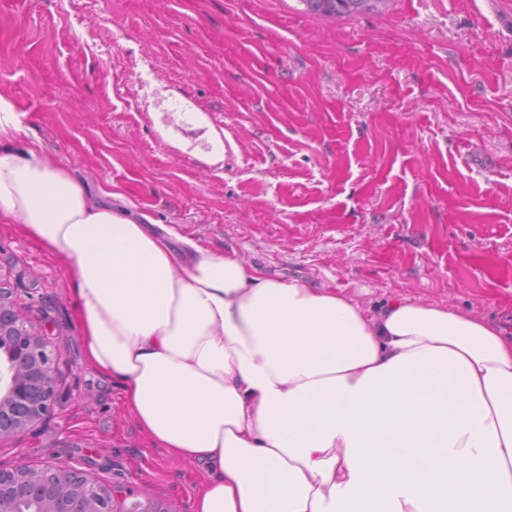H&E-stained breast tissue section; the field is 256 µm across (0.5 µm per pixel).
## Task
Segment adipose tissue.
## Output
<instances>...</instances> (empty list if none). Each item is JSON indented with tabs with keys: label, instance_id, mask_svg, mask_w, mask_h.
<instances>
[{
	"label": "adipose tissue",
	"instance_id": "ef3b65f1",
	"mask_svg": "<svg viewBox=\"0 0 512 512\" xmlns=\"http://www.w3.org/2000/svg\"><path fill=\"white\" fill-rule=\"evenodd\" d=\"M24 131L0 96V219L69 267L84 360L144 436L207 471L194 512H512V337L215 253Z\"/></svg>",
	"mask_w": 512,
	"mask_h": 512
}]
</instances>
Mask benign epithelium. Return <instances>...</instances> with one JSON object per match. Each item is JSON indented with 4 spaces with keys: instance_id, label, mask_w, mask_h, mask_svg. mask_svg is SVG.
<instances>
[{
    "instance_id": "7a95c632",
    "label": "benign epithelium",
    "mask_w": 512,
    "mask_h": 512,
    "mask_svg": "<svg viewBox=\"0 0 512 512\" xmlns=\"http://www.w3.org/2000/svg\"><path fill=\"white\" fill-rule=\"evenodd\" d=\"M57 359L17 291L0 283V444L56 415ZM115 494L108 484L50 462L0 468V512H114Z\"/></svg>"
}]
</instances>
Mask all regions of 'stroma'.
Returning <instances> with one entry per match:
<instances>
[{
	"instance_id": "35a3bbf8",
	"label": "stroma",
	"mask_w": 512,
	"mask_h": 512,
	"mask_svg": "<svg viewBox=\"0 0 512 512\" xmlns=\"http://www.w3.org/2000/svg\"><path fill=\"white\" fill-rule=\"evenodd\" d=\"M0 95L93 196L217 253L378 305L473 312L512 336V0H0ZM202 113L223 141L196 140ZM0 282L59 349L57 415L0 445L193 512L170 458L83 357L72 276L0 221ZM370 1L384 2L381 9L367 7ZM305 10L312 14L330 19H339L359 13H378L385 10L390 0H301Z\"/></svg>"
}]
</instances>
